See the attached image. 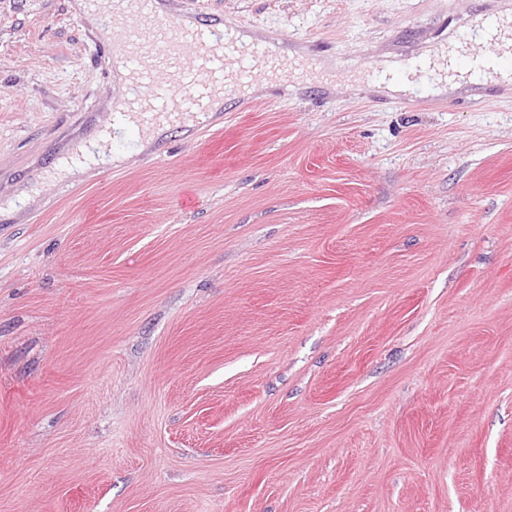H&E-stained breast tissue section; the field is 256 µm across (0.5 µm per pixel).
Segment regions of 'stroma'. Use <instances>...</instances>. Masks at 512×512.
<instances>
[{
    "mask_svg": "<svg viewBox=\"0 0 512 512\" xmlns=\"http://www.w3.org/2000/svg\"><path fill=\"white\" fill-rule=\"evenodd\" d=\"M78 2L0 0V512H512V84L365 69L501 0H168L335 70L151 145Z\"/></svg>",
    "mask_w": 512,
    "mask_h": 512,
    "instance_id": "35a3bbf8",
    "label": "stroma"
}]
</instances>
